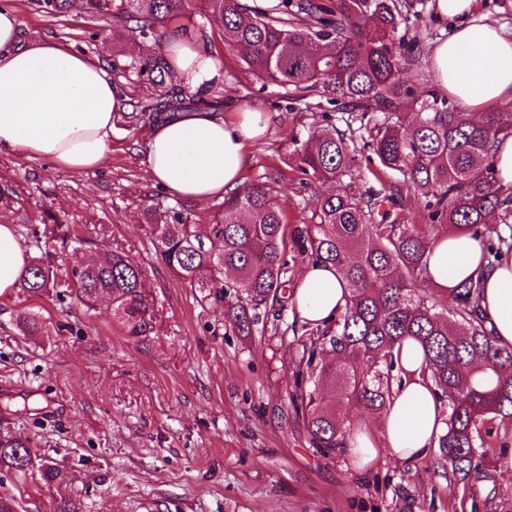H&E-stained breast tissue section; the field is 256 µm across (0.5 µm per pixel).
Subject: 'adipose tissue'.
Segmentation results:
<instances>
[{
  "instance_id": "ef3b65f1",
  "label": "adipose tissue",
  "mask_w": 512,
  "mask_h": 512,
  "mask_svg": "<svg viewBox=\"0 0 512 512\" xmlns=\"http://www.w3.org/2000/svg\"><path fill=\"white\" fill-rule=\"evenodd\" d=\"M476 0H434V14L451 23L448 38L432 50L438 85L464 106L479 109L512 102V32L475 14ZM168 60L177 77L199 89L217 74L215 58L185 38L170 40ZM124 96L106 65L58 42L21 40L15 11L0 5V151L50 161L56 168L87 172L100 168L112 143ZM266 113L249 108L181 112L148 133L141 164L151 180L172 195L207 202L241 184L247 147L264 136ZM483 238L445 235L427 251L437 288L452 290L481 277L480 307L499 344L512 345V258L487 265ZM30 255L15 225L0 221V295L15 288ZM348 291L329 265L306 266L298 279L295 312L301 323L332 321ZM399 364L405 372L376 426L355 429L346 451L358 470L370 469L380 453L404 461L422 459L445 428L429 383L420 376L423 354L404 342Z\"/></svg>"
}]
</instances>
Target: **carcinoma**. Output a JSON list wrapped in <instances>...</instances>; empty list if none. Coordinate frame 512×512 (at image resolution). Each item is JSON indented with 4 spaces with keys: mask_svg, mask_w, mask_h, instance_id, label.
I'll list each match as a JSON object with an SVG mask.
<instances>
[{
    "mask_svg": "<svg viewBox=\"0 0 512 512\" xmlns=\"http://www.w3.org/2000/svg\"><path fill=\"white\" fill-rule=\"evenodd\" d=\"M208 13L224 26V44L245 71L288 89L303 100L323 90L349 112L385 114L374 124L377 164L403 178L424 198L429 223L405 224L393 216L398 187L381 184L360 196L347 190L326 196L310 223L287 224L277 204L280 176L271 171L224 196L208 224L190 220L178 205H153L144 217L156 252L181 283L224 314V327L248 338L260 310L276 316L295 303L289 261L330 264L348 289L336 319L288 343L294 357L291 405L304 419L311 447L324 458L343 449L347 428L340 405L371 411L387 408L393 385L402 384L395 349L412 339L422 349V376L448 410L438 437L437 464L461 481L481 465L488 425L512 422V346L498 344L478 306L480 279L439 294L427 269L426 251L442 224L456 235H476L485 218L512 221V189L498 184L493 167L495 139L512 135V104L481 113L477 120L431 95L405 123L396 112L414 91L400 74L420 51L402 34L406 16L396 0H281L274 15L248 12L242 0H205ZM192 0H87V12L134 24L153 46L172 25L192 15ZM155 84L172 78L159 55L139 60ZM209 107L220 99L202 96L157 99L142 118L163 122L177 112ZM352 149L339 132L311 136L299 170L324 181L354 176ZM512 245L502 237L486 246L493 266ZM78 299L89 309L103 299L129 333L148 327L146 270L114 253L79 264L69 272ZM54 266L30 262L19 277L20 291L39 296L55 286ZM427 288L417 293L416 283ZM32 463L28 444L0 442V465L19 471Z\"/></svg>",
    "mask_w": 512,
    "mask_h": 512,
    "instance_id": "carcinoma-1",
    "label": "carcinoma"
}]
</instances>
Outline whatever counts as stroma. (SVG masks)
<instances>
[{"instance_id":"obj_1","label":"stroma","mask_w":512,"mask_h":512,"mask_svg":"<svg viewBox=\"0 0 512 512\" xmlns=\"http://www.w3.org/2000/svg\"><path fill=\"white\" fill-rule=\"evenodd\" d=\"M405 2L403 31L423 50L403 74L416 93L399 106L410 118L437 89L428 54L450 26L435 18L432 0ZM12 4L22 39L49 37L111 68L125 109L98 170L70 173L0 153V186L19 194L0 202V216L32 257L63 270L115 251L134 258L147 271L151 308L146 332L132 336L106 306L86 310L63 284L35 297L0 295V438L29 441L33 458L27 470L0 469V495L13 496L20 512H62L68 502L77 512H512V424L494 426L485 468L465 483L434 467L430 454L410 464L383 454L360 472L345 452L325 459L310 447L289 407L292 312L260 322L248 339L226 332L223 315L160 263L143 222L145 208L173 198L140 163L149 127L137 115L181 82L157 85L133 69L147 47L112 15L46 0ZM193 10L186 35L218 64L201 96L271 118L248 151L244 180L278 169L279 205L290 223L309 220L340 185L303 179L297 144L317 131H347V113L325 95L290 100L245 72L203 0ZM48 212L73 225L68 239L43 224ZM25 313L44 332L24 334ZM44 464L60 480H42Z\"/></svg>"}]
</instances>
